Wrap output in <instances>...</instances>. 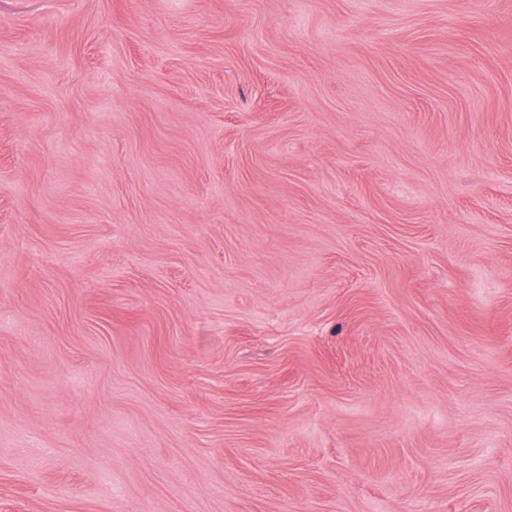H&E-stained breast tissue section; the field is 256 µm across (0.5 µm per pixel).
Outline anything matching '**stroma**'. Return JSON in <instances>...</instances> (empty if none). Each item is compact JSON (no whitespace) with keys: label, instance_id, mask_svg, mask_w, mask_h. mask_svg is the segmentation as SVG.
<instances>
[{"label":"stroma","instance_id":"obj_1","mask_svg":"<svg viewBox=\"0 0 512 512\" xmlns=\"http://www.w3.org/2000/svg\"><path fill=\"white\" fill-rule=\"evenodd\" d=\"M0 512H512V0H0Z\"/></svg>","mask_w":512,"mask_h":512}]
</instances>
